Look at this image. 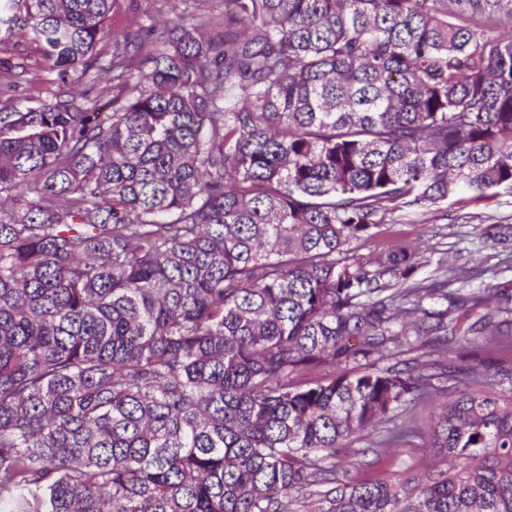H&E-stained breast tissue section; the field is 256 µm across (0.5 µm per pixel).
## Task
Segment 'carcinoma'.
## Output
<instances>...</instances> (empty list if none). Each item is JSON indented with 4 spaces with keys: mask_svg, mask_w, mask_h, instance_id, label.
I'll list each match as a JSON object with an SVG mask.
<instances>
[{
    "mask_svg": "<svg viewBox=\"0 0 512 512\" xmlns=\"http://www.w3.org/2000/svg\"><path fill=\"white\" fill-rule=\"evenodd\" d=\"M122 5L0 0L34 71L120 89L109 118L0 112V512H512V391L347 368L353 339L512 324L509 283L424 288L411 245L348 249L512 189V0H223L215 34L192 13L147 38L111 27ZM27 73L0 61V86ZM428 405V430L387 426ZM423 438L448 468L336 479L357 440Z\"/></svg>",
    "mask_w": 512,
    "mask_h": 512,
    "instance_id": "carcinoma-1",
    "label": "carcinoma"
}]
</instances>
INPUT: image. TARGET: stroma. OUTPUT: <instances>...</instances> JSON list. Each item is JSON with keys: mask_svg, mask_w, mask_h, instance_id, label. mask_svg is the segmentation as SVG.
<instances>
[{"mask_svg": "<svg viewBox=\"0 0 512 512\" xmlns=\"http://www.w3.org/2000/svg\"><path fill=\"white\" fill-rule=\"evenodd\" d=\"M397 239L410 241L421 253V266L412 277L414 283L430 285L442 280L446 269L462 266H476L482 271L480 278L465 282V289L511 283L512 189H491L482 198L464 191L424 215H398L396 223L381 225L376 236L366 242H352L351 249L353 254L367 258ZM442 345L448 348V360L459 365L471 364L477 357L486 359L491 369L485 384L499 390L512 389V349L489 342L447 345L432 336L424 344H403L388 357H357L349 366L356 370L412 368L429 360L433 348ZM430 459L426 444L382 460L369 451L351 452L337 460L336 472L341 480H384L410 467L426 465Z\"/></svg>", "mask_w": 512, "mask_h": 512, "instance_id": "stroma-1", "label": "stroma"}]
</instances>
